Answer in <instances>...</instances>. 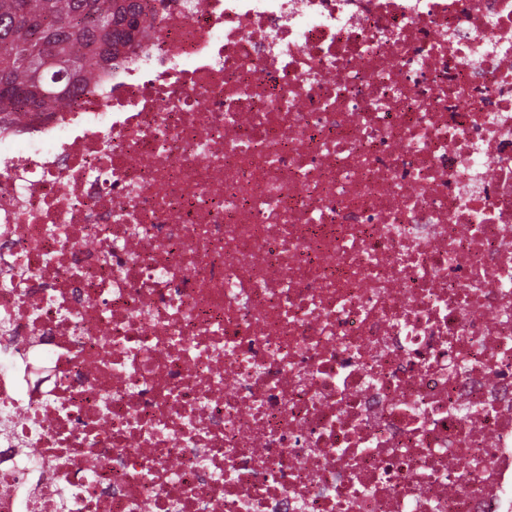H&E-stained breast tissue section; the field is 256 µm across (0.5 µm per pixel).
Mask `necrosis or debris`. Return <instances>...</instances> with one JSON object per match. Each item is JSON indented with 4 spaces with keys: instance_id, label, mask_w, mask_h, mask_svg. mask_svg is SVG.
<instances>
[{
    "instance_id": "1",
    "label": "necrosis or debris",
    "mask_w": 512,
    "mask_h": 512,
    "mask_svg": "<svg viewBox=\"0 0 512 512\" xmlns=\"http://www.w3.org/2000/svg\"><path fill=\"white\" fill-rule=\"evenodd\" d=\"M0 124V512H512V0H153Z\"/></svg>"
}]
</instances>
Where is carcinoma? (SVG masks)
<instances>
[{"label":"carcinoma","mask_w":512,"mask_h":512,"mask_svg":"<svg viewBox=\"0 0 512 512\" xmlns=\"http://www.w3.org/2000/svg\"><path fill=\"white\" fill-rule=\"evenodd\" d=\"M141 0H0V119L52 112L147 32ZM52 56L66 67L35 75Z\"/></svg>","instance_id":"cac0c4a2"}]
</instances>
